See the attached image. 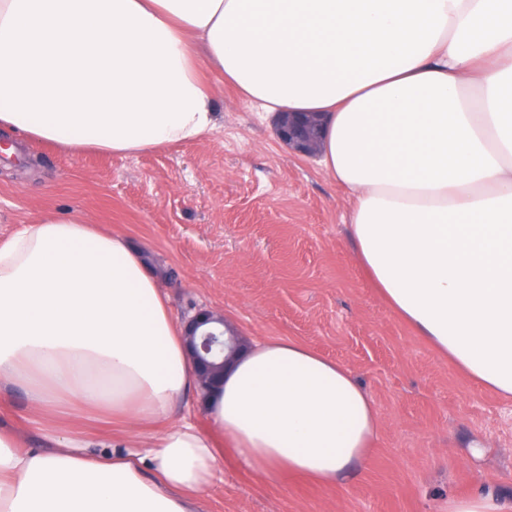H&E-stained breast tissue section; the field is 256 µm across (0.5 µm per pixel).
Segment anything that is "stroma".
<instances>
[{"label":"stroma","instance_id":"stroma-1","mask_svg":"<svg viewBox=\"0 0 512 512\" xmlns=\"http://www.w3.org/2000/svg\"><path fill=\"white\" fill-rule=\"evenodd\" d=\"M209 79L218 127L197 142L129 156L19 143L35 164L0 158V241L40 216L82 217L173 271L160 286L174 319L217 309L243 339L301 341L361 381L381 427L347 482L262 478L229 458L205 512H447L452 496L511 498L512 399L391 312L356 260L345 190Z\"/></svg>","mask_w":512,"mask_h":512}]
</instances>
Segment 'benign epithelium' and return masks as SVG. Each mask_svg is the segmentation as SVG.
Wrapping results in <instances>:
<instances>
[{
	"mask_svg": "<svg viewBox=\"0 0 512 512\" xmlns=\"http://www.w3.org/2000/svg\"><path fill=\"white\" fill-rule=\"evenodd\" d=\"M277 137L298 153L314 157L320 149L322 123L313 114L282 112L275 117ZM184 335L195 363L202 394L224 380V369L243 347L241 337L228 330L224 315L208 308L189 307L183 319Z\"/></svg>",
	"mask_w": 512,
	"mask_h": 512,
	"instance_id": "1",
	"label": "benign epithelium"
}]
</instances>
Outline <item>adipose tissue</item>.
Returning <instances> with one entry per match:
<instances>
[{"instance_id":"1","label":"adipose tissue","mask_w":512,"mask_h":512,"mask_svg":"<svg viewBox=\"0 0 512 512\" xmlns=\"http://www.w3.org/2000/svg\"><path fill=\"white\" fill-rule=\"evenodd\" d=\"M267 112L323 122L387 307L512 398V0H0V131L130 155L217 127L208 71ZM0 512H202L225 456L331 484L379 429L353 373L258 340L187 418L194 363L126 236L42 216L0 243ZM29 402L26 396L18 389H14L7 400L1 403V420L7 422L23 423L28 415Z\"/></svg>"}]
</instances>
